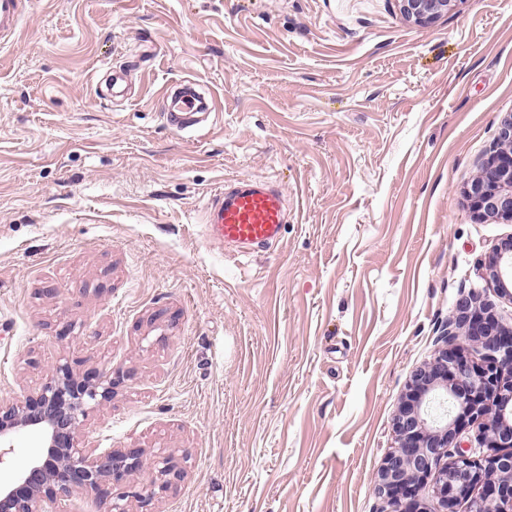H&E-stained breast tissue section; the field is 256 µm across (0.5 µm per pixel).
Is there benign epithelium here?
<instances>
[{"label": "benign epithelium", "instance_id": "obj_1", "mask_svg": "<svg viewBox=\"0 0 512 512\" xmlns=\"http://www.w3.org/2000/svg\"><path fill=\"white\" fill-rule=\"evenodd\" d=\"M410 23H435L452 0H396ZM469 209L478 220L512 222V116L502 121L496 148L481 172L465 188ZM494 287H512V241L493 249L484 264ZM486 352L484 364L467 358L457 347V329ZM444 346L417 369L393 418L397 446L377 471L380 495L391 512H424L421 492L429 487L444 512L459 502L468 512H512V330L499 326L492 308L463 298L448 318ZM120 366L75 369L65 361L54 365L39 387L21 398H0V447L18 430L38 427L44 434L40 456L13 481L0 484V512H65L62 501L92 495L104 512H154L158 493L170 491L185 471L171 453L148 448L98 450L85 444L83 429L91 414L112 406L124 381ZM442 391L458 410L446 421H433L430 396ZM485 418L477 442L499 452L486 458L469 455L460 440L462 421ZM155 478L146 486L131 482L147 456Z\"/></svg>", "mask_w": 512, "mask_h": 512}]
</instances>
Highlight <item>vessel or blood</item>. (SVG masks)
I'll list each match as a JSON object with an SVG mask.
<instances>
[{
	"label": "vessel or blood",
	"instance_id": "b4317fda",
	"mask_svg": "<svg viewBox=\"0 0 512 512\" xmlns=\"http://www.w3.org/2000/svg\"><path fill=\"white\" fill-rule=\"evenodd\" d=\"M20 22L17 0H0V34L17 32ZM164 117L174 131L195 125L198 116H211L213 103L196 93L192 84L167 87ZM214 238L226 249L239 251L279 240L286 222L281 192L267 183L251 181L216 196L205 214Z\"/></svg>",
	"mask_w": 512,
	"mask_h": 512
}]
</instances>
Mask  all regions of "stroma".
<instances>
[{"label": "stroma", "instance_id": "1", "mask_svg": "<svg viewBox=\"0 0 512 512\" xmlns=\"http://www.w3.org/2000/svg\"><path fill=\"white\" fill-rule=\"evenodd\" d=\"M0 40V396L123 366L84 435L174 453L156 512H385L393 418L512 222L463 191L512 116V0H20ZM120 75L125 94H112ZM190 80L217 111L165 123ZM279 188V242L226 256L215 189ZM76 322L77 338L55 332ZM42 434H15L0 478ZM401 15L410 23L427 27L435 23L452 0H396Z\"/></svg>", "mask_w": 512, "mask_h": 512}]
</instances>
